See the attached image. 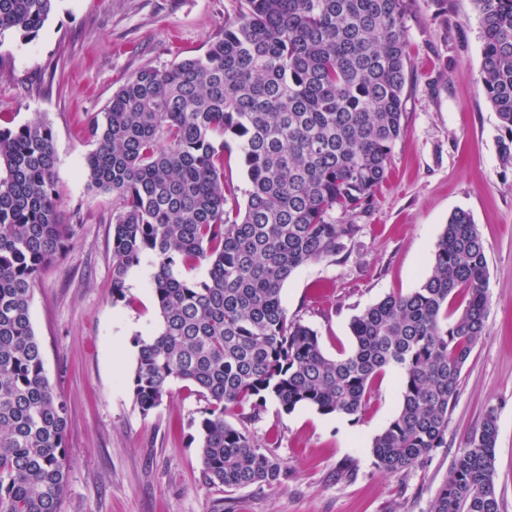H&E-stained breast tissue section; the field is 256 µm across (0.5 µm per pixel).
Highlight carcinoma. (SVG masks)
I'll return each instance as SVG.
<instances>
[{
	"label": "carcinoma",
	"mask_w": 512,
	"mask_h": 512,
	"mask_svg": "<svg viewBox=\"0 0 512 512\" xmlns=\"http://www.w3.org/2000/svg\"><path fill=\"white\" fill-rule=\"evenodd\" d=\"M56 0H0V35L32 38ZM480 81L512 161V0H474ZM407 0H244L239 21L203 54L146 69L91 116L90 189L112 195V302L129 270L151 267L160 324L138 348L131 389L142 414L175 381L209 403L200 422L205 479L270 486L280 462L225 419L267 398L359 418L376 378L400 379L401 404L372 445V465L405 474L447 444L462 371L485 336L487 256L472 215L448 217L431 273L351 322L352 350L324 354L288 317L281 293L302 265L335 256L361 231L404 133ZM235 142L249 189L224 183ZM54 138L37 120L0 126V512H61L68 485L67 403L50 384L30 314L44 268L74 228L59 211ZM208 261L201 281L176 274ZM497 414L460 449L429 512H501Z\"/></svg>",
	"instance_id": "cac0c4a2"
}]
</instances>
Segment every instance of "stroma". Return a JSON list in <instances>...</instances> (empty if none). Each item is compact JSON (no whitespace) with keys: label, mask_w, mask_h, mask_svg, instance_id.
<instances>
[{"label":"stroma","mask_w":512,"mask_h":512,"mask_svg":"<svg viewBox=\"0 0 512 512\" xmlns=\"http://www.w3.org/2000/svg\"><path fill=\"white\" fill-rule=\"evenodd\" d=\"M242 0H57L31 39L0 35V116L53 132L59 209L69 248L42 272L31 320L45 373L69 410V482L62 512H428L452 460L488 410L498 416L495 488L512 512V165L478 80L481 39L472 0H407L410 62L405 135L362 230L337 255L300 267L282 289L289 316L314 329L330 357L353 347L350 322L382 298L409 293L430 274L435 244L456 209L469 211L488 261L490 312L482 342L448 414V445L410 473L371 466L372 442L396 414L398 374L377 381L358 420L267 399L250 424L284 470L273 486L206 484L199 425L209 406L173 382L142 414L130 388L134 341L153 336L151 269L132 268L112 301V197L89 189L87 115L105 110L128 78L202 54L237 21ZM357 475L337 478L343 464Z\"/></svg>","instance_id":"stroma-1"}]
</instances>
